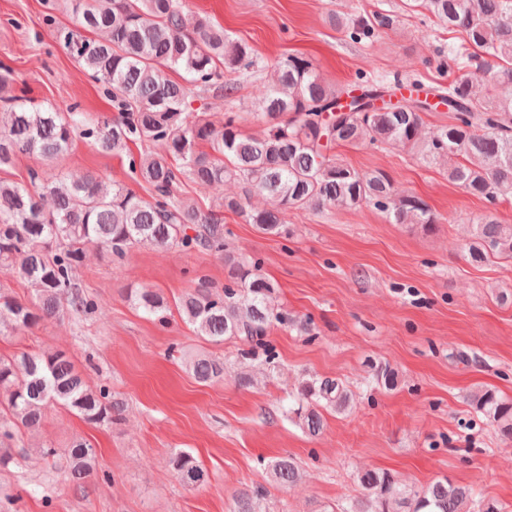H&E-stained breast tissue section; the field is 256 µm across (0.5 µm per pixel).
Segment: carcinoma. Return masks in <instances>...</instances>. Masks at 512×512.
Segmentation results:
<instances>
[{
  "label": "carcinoma",
  "mask_w": 512,
  "mask_h": 512,
  "mask_svg": "<svg viewBox=\"0 0 512 512\" xmlns=\"http://www.w3.org/2000/svg\"><path fill=\"white\" fill-rule=\"evenodd\" d=\"M425 8L434 21L458 34L440 53L441 73L454 68L459 75L433 89L440 104L453 113V122L427 139L422 138L426 104L403 99L381 107L385 76L360 75L362 94L352 111L332 116L323 112L342 107L351 91L334 88L315 65L296 55L277 64V79L255 113L265 125L255 138L240 129L239 113L226 112L218 121L189 110L194 90L219 87L234 93L232 75L241 67H259L258 52L234 40L204 15L184 11L180 0H71L76 24L99 32L100 39H78L70 31L65 48L112 100L118 116L94 120L73 105L66 112L28 105L15 94L11 69L0 63V167L20 153L54 164L72 150L77 137L103 152L127 154L134 179L149 186L150 198L114 186L108 190L93 176L62 174L42 181L31 174V186L0 180V265L16 270L35 296L28 302L0 294V335L29 330L43 322L94 311L95 303L78 287L75 270L84 246L96 243L121 259L140 247L177 246L185 252L205 250L224 255L230 283L220 290L203 279L179 298L177 309L196 335L221 341L246 336L261 341L273 323L309 332L308 324L277 311L274 285L261 273L258 261L249 264L224 253L222 212L245 216L247 223L270 235L282 233L283 212L289 208L334 205L357 208L370 204L394 224H412L431 232L439 217L420 196L395 192L388 173L358 171L329 154L336 145H401L431 164L444 156L461 161L448 169V180L495 206L501 192L512 190V96L480 93L478 87L512 88V0H409L407 8ZM352 40L368 46L389 26L388 15L374 11L356 19L330 16ZM183 72L182 81L170 71ZM155 146L135 157L128 143ZM205 142L210 151L197 150ZM200 185L236 180L243 196L224 199L216 209L202 212L180 198L182 179ZM253 193L266 196L271 206L247 208ZM476 265L512 260V224L494 216L474 226L467 245ZM128 298L147 316L167 322L166 297L155 290L132 288ZM189 368L201 384L224 376V362L198 357ZM0 443L15 439L20 430L41 429L48 410L62 406L86 422L109 426L122 420L124 405L112 391L87 384L70 357L61 350L23 349L0 357ZM353 394L342 382L309 376L297 388L288 417L311 437L324 426L323 412H344ZM470 406L489 420L499 435L512 441V400L479 388L469 395ZM68 474L75 480L111 475L98 473L94 448L82 439L64 451ZM174 477L185 488L208 482V472L188 452L169 458ZM270 480L289 485L301 477L291 457L266 465ZM361 497L339 512H504L498 502L479 496L467 485L443 478L418 490L407 487L386 470L357 475ZM266 488L238 492L231 512H261Z\"/></svg>",
  "instance_id": "carcinoma-1"
}]
</instances>
